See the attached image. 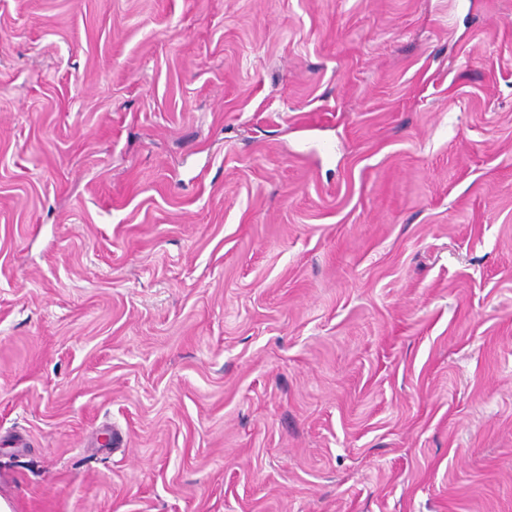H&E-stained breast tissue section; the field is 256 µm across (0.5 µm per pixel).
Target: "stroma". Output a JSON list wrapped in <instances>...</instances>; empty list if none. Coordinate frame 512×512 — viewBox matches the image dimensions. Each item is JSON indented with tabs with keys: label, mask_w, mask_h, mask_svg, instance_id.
Listing matches in <instances>:
<instances>
[{
	"label": "stroma",
	"mask_w": 512,
	"mask_h": 512,
	"mask_svg": "<svg viewBox=\"0 0 512 512\" xmlns=\"http://www.w3.org/2000/svg\"><path fill=\"white\" fill-rule=\"evenodd\" d=\"M9 512H512V0H0Z\"/></svg>",
	"instance_id": "1"
}]
</instances>
